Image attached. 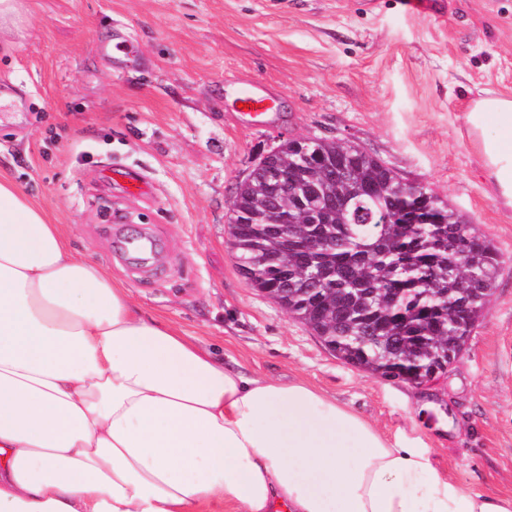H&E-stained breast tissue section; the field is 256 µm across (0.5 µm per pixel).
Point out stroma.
I'll use <instances>...</instances> for the list:
<instances>
[{
  "instance_id": "stroma-1",
  "label": "stroma",
  "mask_w": 512,
  "mask_h": 512,
  "mask_svg": "<svg viewBox=\"0 0 512 512\" xmlns=\"http://www.w3.org/2000/svg\"><path fill=\"white\" fill-rule=\"evenodd\" d=\"M0 29V171L67 225L77 253L134 303L258 376L300 378L389 438L421 439L439 468L512 495V208L481 165L466 112L512 95V0H23ZM135 53L99 54L112 36ZM275 101L234 112L233 83ZM341 138L447 198L503 256L465 351L425 386L336 359L250 288L229 247L237 182L280 137ZM148 178L125 190V172ZM156 237L154 263L107 226Z\"/></svg>"
}]
</instances>
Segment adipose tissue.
<instances>
[{"label":"adipose tissue","mask_w":512,"mask_h":512,"mask_svg":"<svg viewBox=\"0 0 512 512\" xmlns=\"http://www.w3.org/2000/svg\"><path fill=\"white\" fill-rule=\"evenodd\" d=\"M481 152L512 206V98ZM0 512H512L295 379L228 365L77 256L0 172Z\"/></svg>","instance_id":"ef3b65f1"}]
</instances>
